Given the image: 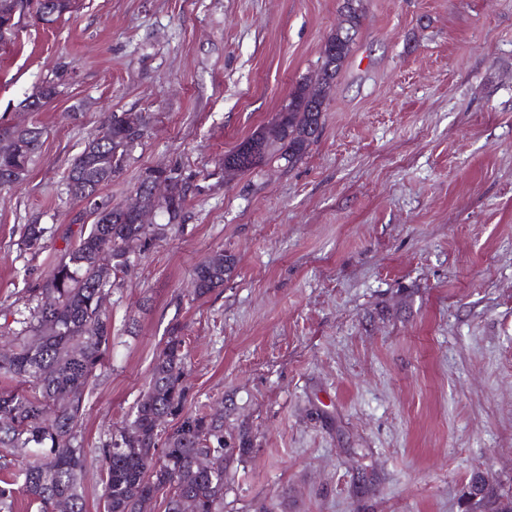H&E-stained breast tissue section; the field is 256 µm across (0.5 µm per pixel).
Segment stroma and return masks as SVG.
I'll return each instance as SVG.
<instances>
[{
	"instance_id": "obj_1",
	"label": "stroma",
	"mask_w": 512,
	"mask_h": 512,
	"mask_svg": "<svg viewBox=\"0 0 512 512\" xmlns=\"http://www.w3.org/2000/svg\"><path fill=\"white\" fill-rule=\"evenodd\" d=\"M343 0H79L0 46V126L39 128L0 194V334L95 210L179 169L182 221L112 288L108 364L85 398L82 489L172 329L188 403L224 421V512H466L474 470L512 491V0H366L324 129L293 165L224 154L314 70ZM66 67L37 112L21 100ZM149 126L95 202L65 170L111 113ZM47 233L21 248L23 227ZM234 255L222 288L194 267ZM224 258L227 266L224 268ZM236 260L231 254H218L199 263L193 272V293L197 297L207 295L217 288H222L234 271Z\"/></svg>"
}]
</instances>
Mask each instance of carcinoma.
I'll return each instance as SVG.
<instances>
[{
  "label": "carcinoma",
  "instance_id": "carcinoma-1",
  "mask_svg": "<svg viewBox=\"0 0 512 512\" xmlns=\"http://www.w3.org/2000/svg\"><path fill=\"white\" fill-rule=\"evenodd\" d=\"M20 13L52 25L71 12L70 0H12ZM365 11L364 0H344L346 30L329 37L334 53L303 76L276 113L271 126L261 128L224 154V165L246 173L278 158L293 165L319 138L328 96L350 56ZM149 116L143 112L111 115L102 132L89 141L66 171L69 195L93 200L99 188L119 173L131 150L143 138ZM0 171H18L23 178L41 146L36 128L17 131L1 128ZM171 193L157 204L174 228L185 208L188 186L176 169L166 170ZM115 206L97 208L93 224L82 229L79 241L66 250L45 280L41 294L56 299L49 309L31 306L21 329L13 333L9 349L0 351V448H8L18 467L0 466V512H14L18 497L35 512H86L81 488L84 450L76 426L82 416L85 390L109 354L112 324L106 297L119 274L130 265L124 244L138 238L148 245L157 235L156 224H139L134 214L138 196ZM46 228L25 225L21 243L41 248ZM112 255L111 272L95 263L97 252ZM231 254H218L199 263L193 272L197 297L224 287L234 271ZM188 351L173 329L158 355L148 391L111 441L100 449L104 512H141L146 499H160L164 512H181L182 500L191 498L196 512H224V422L221 418L186 408ZM178 421L164 443L160 418ZM154 448L148 453V448Z\"/></svg>",
  "mask_w": 512,
  "mask_h": 512
}]
</instances>
